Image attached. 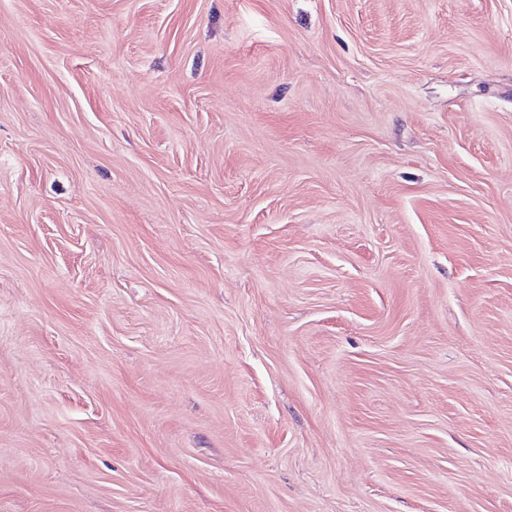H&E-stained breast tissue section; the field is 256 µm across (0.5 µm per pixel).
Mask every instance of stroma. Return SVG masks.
<instances>
[{
  "label": "stroma",
  "instance_id": "stroma-1",
  "mask_svg": "<svg viewBox=\"0 0 512 512\" xmlns=\"http://www.w3.org/2000/svg\"><path fill=\"white\" fill-rule=\"evenodd\" d=\"M0 512H512V0H0Z\"/></svg>",
  "mask_w": 512,
  "mask_h": 512
}]
</instances>
